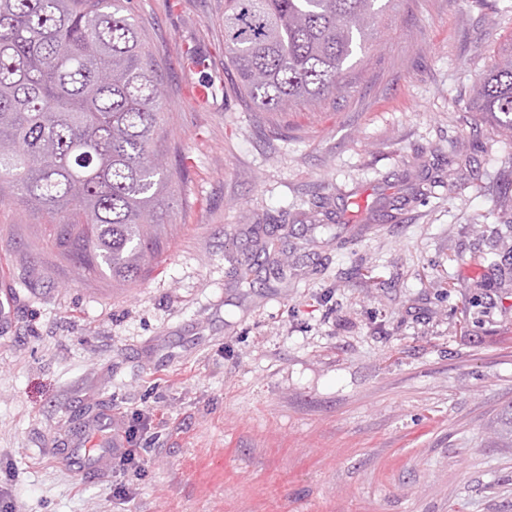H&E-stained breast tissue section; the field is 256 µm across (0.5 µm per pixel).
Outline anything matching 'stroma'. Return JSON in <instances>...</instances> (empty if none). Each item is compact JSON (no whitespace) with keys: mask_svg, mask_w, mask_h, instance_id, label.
<instances>
[{"mask_svg":"<svg viewBox=\"0 0 512 512\" xmlns=\"http://www.w3.org/2000/svg\"><path fill=\"white\" fill-rule=\"evenodd\" d=\"M126 7L186 167L174 229L116 287L0 202L14 512H512V138L473 105L512 0H393L341 94L278 115L224 0Z\"/></svg>","mask_w":512,"mask_h":512,"instance_id":"stroma-1","label":"stroma"}]
</instances>
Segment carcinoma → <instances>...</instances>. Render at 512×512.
Returning <instances> with one entry per match:
<instances>
[{
  "instance_id": "obj_1",
  "label": "carcinoma",
  "mask_w": 512,
  "mask_h": 512,
  "mask_svg": "<svg viewBox=\"0 0 512 512\" xmlns=\"http://www.w3.org/2000/svg\"><path fill=\"white\" fill-rule=\"evenodd\" d=\"M389 0H224V53L266 112L345 85ZM481 79L483 120L512 134V39ZM125 0H0V196L50 220L59 260L120 285L164 245L182 170Z\"/></svg>"
}]
</instances>
